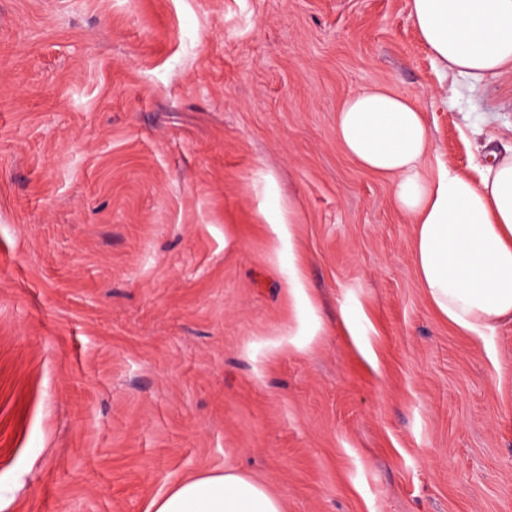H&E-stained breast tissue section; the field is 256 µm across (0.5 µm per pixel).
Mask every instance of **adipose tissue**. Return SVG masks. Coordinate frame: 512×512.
Wrapping results in <instances>:
<instances>
[{
	"instance_id": "obj_1",
	"label": "adipose tissue",
	"mask_w": 512,
	"mask_h": 512,
	"mask_svg": "<svg viewBox=\"0 0 512 512\" xmlns=\"http://www.w3.org/2000/svg\"><path fill=\"white\" fill-rule=\"evenodd\" d=\"M422 43L442 72L479 84L512 67V0H410ZM336 138L362 168L392 182L394 201L413 226L418 282L439 315L460 332L485 337L512 318V154L493 157L479 178L438 164L424 110L389 88H365L336 116ZM296 316L288 343L303 347L321 323L296 256L288 258ZM154 512H284L280 496L234 469L182 481Z\"/></svg>"
}]
</instances>
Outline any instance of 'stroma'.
<instances>
[{"mask_svg":"<svg viewBox=\"0 0 512 512\" xmlns=\"http://www.w3.org/2000/svg\"><path fill=\"white\" fill-rule=\"evenodd\" d=\"M370 86L424 108L427 169L512 152V68L441 78L409 0H0V512H153L228 467L284 512H512V319L429 305L336 139ZM288 284V293L296 310L295 320L288 326V345L302 348L314 336L320 335L321 323L315 314L313 299L308 288H305L297 257L293 252L288 255Z\"/></svg>","mask_w":512,"mask_h":512,"instance_id":"1","label":"stroma"}]
</instances>
